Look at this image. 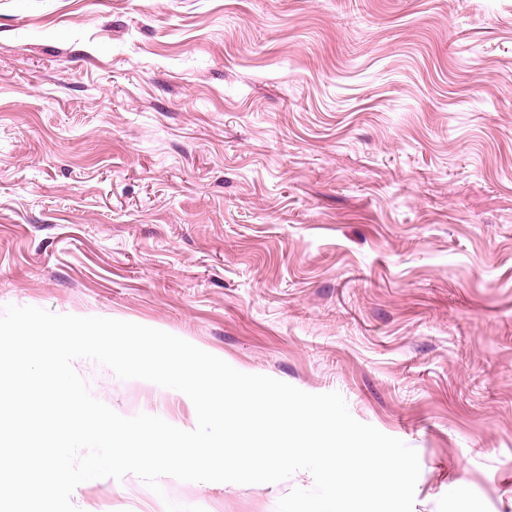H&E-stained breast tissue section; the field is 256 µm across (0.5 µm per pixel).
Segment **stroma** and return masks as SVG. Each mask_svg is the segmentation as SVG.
I'll list each match as a JSON object with an SVG mask.
<instances>
[{"label": "stroma", "mask_w": 512, "mask_h": 512, "mask_svg": "<svg viewBox=\"0 0 512 512\" xmlns=\"http://www.w3.org/2000/svg\"><path fill=\"white\" fill-rule=\"evenodd\" d=\"M134 322L416 450L413 512H512V0H0V308ZM184 429L193 403L74 363ZM137 476L79 512H276Z\"/></svg>", "instance_id": "obj_1"}]
</instances>
